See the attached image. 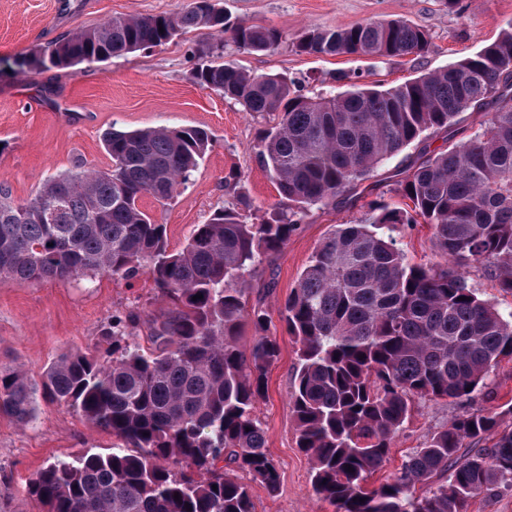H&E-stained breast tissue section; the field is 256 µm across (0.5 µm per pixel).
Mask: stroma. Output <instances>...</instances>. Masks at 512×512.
Listing matches in <instances>:
<instances>
[{
    "label": "stroma",
    "mask_w": 512,
    "mask_h": 512,
    "mask_svg": "<svg viewBox=\"0 0 512 512\" xmlns=\"http://www.w3.org/2000/svg\"><path fill=\"white\" fill-rule=\"evenodd\" d=\"M191 2L0 0V182L9 186L14 203H26L48 178L76 168L111 169L112 159L102 143L107 130L202 126L209 130L212 146L190 181L169 204L148 195L139 202L142 210L166 225L170 250H181L195 225L206 223L215 211L237 207L240 198L250 202L247 215L253 224L284 206L257 160L260 133L275 125L276 116L245 111L235 100L191 79L194 54L211 44L210 31H191L164 45L103 62L64 69L14 67L15 59L108 19L174 14ZM219 6L231 19L272 26L284 36L271 53L227 45L225 60L256 74L287 76L312 97L329 90L340 70L360 72L369 86L395 87L471 56L512 23V0H460L454 7L445 0H219ZM397 18L429 34V53L380 59L314 56L294 48L311 26L349 27ZM402 158L379 165L358 185L352 203L339 199L312 207L284 250L263 260L252 274L253 291L262 294V305L273 318L269 333L281 349L268 373L266 397L256 410L281 485L272 496L259 483H251L256 512H335L333 505L315 495L309 459L297 445L290 406L296 346L277 314L316 246L337 225L358 220L371 202L396 201L393 187ZM399 239L412 262H441L428 225L403 227ZM270 280L275 287L263 294ZM169 306L168 297L146 274L130 281L107 275L66 282L0 279V371L22 370L38 384L64 352L106 358L109 345L104 333L114 314L133 310L147 320ZM490 379L485 392L468 400L413 401L411 415L373 484L391 478L427 433L452 418L511 405L512 363H502ZM114 442L111 432L42 395L29 424L0 415V512H38L27 491L33 474L47 463L89 449L109 451Z\"/></svg>",
    "instance_id": "stroma-1"
}]
</instances>
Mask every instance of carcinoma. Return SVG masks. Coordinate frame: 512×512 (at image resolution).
<instances>
[{"label": "carcinoma", "instance_id": "cac0c4a2", "mask_svg": "<svg viewBox=\"0 0 512 512\" xmlns=\"http://www.w3.org/2000/svg\"><path fill=\"white\" fill-rule=\"evenodd\" d=\"M196 29L251 53L283 42L277 28L231 23L212 0H193L175 15L115 17L25 61L30 68L105 61ZM295 48L315 56H421L430 38L402 19L371 20L313 28ZM210 55L193 68L197 85L249 112L278 114L258 159L288 206L268 220L249 224L222 210L195 225L182 250H168L167 226L138 201L148 194L164 205L178 195L211 147L202 126L107 131L112 169L52 177L26 202L35 208L62 199L52 224L6 223L15 206L0 183L1 278L147 274L171 301L147 321L152 346L134 341L140 315L119 313L106 332L108 358L67 351L44 373L49 397L120 444L36 472L27 489L40 512H255L238 471L276 494L281 476L255 411L281 351L265 334L241 342L245 321L272 323L261 304L248 306L252 271L282 252L308 207L351 196L379 164L491 99L503 106L466 140L421 150L400 171L394 192L409 208L374 204L318 244L280 320L297 346L290 403L298 446L310 460L314 492L336 512H470L477 497L512 487L511 405L453 418L426 434L391 479L369 486L413 399H470L499 363L512 361V313L468 284L478 264L512 295V24L475 55L386 90L340 71L335 80L347 90L309 97L285 76L224 62L222 39ZM419 223L430 225L445 264L412 263L398 247L399 226ZM35 393L22 372L0 373V415L31 422ZM417 484L429 489L416 495Z\"/></svg>", "mask_w": 512, "mask_h": 512}]
</instances>
